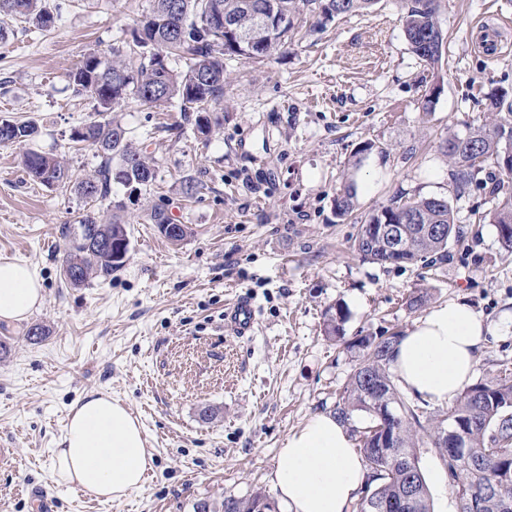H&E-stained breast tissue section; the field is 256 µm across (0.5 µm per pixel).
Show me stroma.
Segmentation results:
<instances>
[{
	"label": "stroma",
	"instance_id": "1",
	"mask_svg": "<svg viewBox=\"0 0 512 512\" xmlns=\"http://www.w3.org/2000/svg\"><path fill=\"white\" fill-rule=\"evenodd\" d=\"M411 0H378L325 30L292 42L270 60H224L221 125L209 138L171 132L178 100L160 107L128 101L115 117L157 170L149 191L128 196L121 213L130 258L108 281L72 288L60 275L61 231L87 210L80 196L32 182L22 146L0 145V258L29 263L44 302L23 323L0 321V447L15 465L0 468V512H194L261 491L289 434L316 412L331 411L360 354L362 336L406 330L431 309L462 300L490 331L475 382L512 367V253L498 243L488 215L496 201L485 165L457 194L440 144L487 120L488 94L512 91V0H437L447 36L435 71L410 50L399 23ZM152 0H66L47 32L0 22V117L35 121V150L63 157L78 177L100 163L75 149L73 127L89 114L67 75L90 51L110 50L149 13ZM498 15L507 40L497 58L479 47L477 26ZM431 112H423L426 96ZM203 184L197 198L179 191L184 176ZM354 182L355 207L335 213L342 184ZM447 199L463 244L433 279L417 264L378 265L349 249L373 209L397 198ZM162 207L190 235L170 245L150 220ZM425 308H410L419 289ZM252 300L257 321L246 336L224 328L236 298ZM342 309L343 335L323 331L328 309ZM49 336L26 340L34 324ZM99 390L142 421L153 468L120 501H98L51 477L53 448L72 404ZM214 416L204 420L203 408ZM435 512H456L438 451H421Z\"/></svg>",
	"mask_w": 512,
	"mask_h": 512
}]
</instances>
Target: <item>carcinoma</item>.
<instances>
[{"label": "carcinoma", "instance_id": "1", "mask_svg": "<svg viewBox=\"0 0 512 512\" xmlns=\"http://www.w3.org/2000/svg\"><path fill=\"white\" fill-rule=\"evenodd\" d=\"M414 5L400 18L412 52L432 66L443 59L446 35L439 23L434 0H413ZM377 0H153L150 13L131 31L112 45L109 54L93 50L69 74L74 95L93 102V113L74 128L70 140L77 146L92 147L101 158L95 175L79 178L66 163L53 154L27 149L21 164L28 177L45 186L70 188L93 204L116 211L112 219L102 222L95 211L82 214L78 223L64 227L65 245L60 256V274L69 286H81L93 279L107 280L124 266L126 260L114 257L120 245L130 242L126 224L118 213L125 203L112 198V186L138 193L153 185L157 172L146 152L132 145L126 129L114 120L112 112L127 100L161 106L172 99L180 102L183 122L173 129L183 131V124L193 125L197 134L209 135L212 123L219 118L210 115V107L224 98V57L244 60L269 59L298 34L295 21L313 14L324 25L338 17L370 10ZM62 4L49 0H0V14L47 31L61 15ZM265 30V52L252 55V48L237 41L227 29L239 31L255 27ZM178 61V70L171 62ZM486 111L490 121L471 127L463 134L446 137L441 150L451 165V178L458 192L463 191L491 161L499 172L512 175V163L504 160L512 153V92L502 89L488 97ZM38 135L33 121L16 122L0 119V144H27ZM355 191L347 183L336 197L337 215L342 217L354 206ZM411 216L406 225L407 251L394 255L380 242L366 240L358 231L355 250L365 260L380 265L413 263L431 270L451 259L450 247L463 238L461 227L454 222L448 200L443 197H419L394 201L374 209L368 223L382 224L396 220L398 213ZM150 219L172 244L179 245L191 234L185 224H177L161 207H154ZM490 223L496 225L501 247L512 252V195L504 197L492 212ZM93 225L98 234L112 238V251L90 242L84 228ZM441 226L444 233L433 229ZM401 334L362 336L355 347L363 351L354 365L350 379L336 402L335 413L347 424L354 413L370 416V425L359 432L360 452L367 467L364 493L381 504L398 503L408 487L417 498L408 512H434L422 468L405 471L391 459V454L378 451L380 437L378 418L373 407L386 400L400 413L395 450L420 461V448L429 443L439 449L448 475V487L458 497L469 489L500 490L496 474L503 463H512V373H504L489 383H476L466 388L455 404L443 415H429L421 406L407 401L390 372L392 350ZM457 421L469 435L466 455L454 460L440 451L441 430ZM267 502L269 512L275 503L261 493L248 499L226 498L221 510L207 502L195 505V512H254L258 500Z\"/></svg>", "mask_w": 512, "mask_h": 512}]
</instances>
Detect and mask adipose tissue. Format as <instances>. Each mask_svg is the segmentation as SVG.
Masks as SVG:
<instances>
[{
  "label": "adipose tissue",
  "mask_w": 512,
  "mask_h": 512,
  "mask_svg": "<svg viewBox=\"0 0 512 512\" xmlns=\"http://www.w3.org/2000/svg\"><path fill=\"white\" fill-rule=\"evenodd\" d=\"M42 282L20 260L0 262V320L21 322L41 305ZM489 332L463 301L431 309L397 344L393 367L401 387L434 405L452 404L470 383ZM143 423L109 394L90 392L73 406L54 451L53 479L116 501L139 490L152 457ZM362 458L345 425L319 412L293 431L270 474L287 512H353L366 483Z\"/></svg>",
  "instance_id": "1"
}]
</instances>
